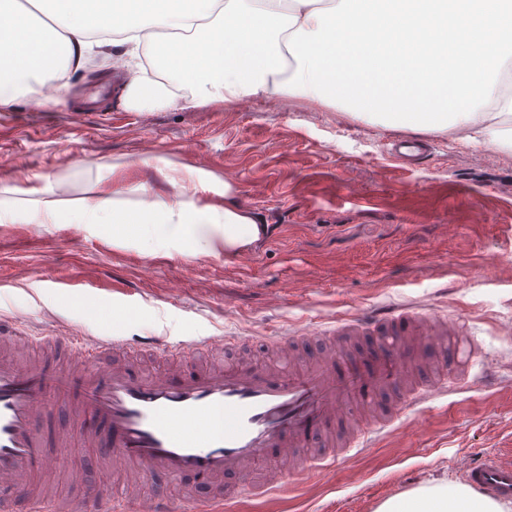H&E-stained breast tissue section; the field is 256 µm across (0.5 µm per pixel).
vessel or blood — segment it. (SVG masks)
I'll list each match as a JSON object with an SVG mask.
<instances>
[{
    "instance_id": "b4317fda",
    "label": "vessel or blood",
    "mask_w": 512,
    "mask_h": 512,
    "mask_svg": "<svg viewBox=\"0 0 512 512\" xmlns=\"http://www.w3.org/2000/svg\"><path fill=\"white\" fill-rule=\"evenodd\" d=\"M303 331L267 337L270 360L213 359L212 341L141 346L117 335L79 337L0 334V512H52L55 484L36 485L52 460L49 442L80 445L114 470L185 483L202 490L197 512H217L242 496L287 490L300 474L335 466L367 447L407 408L463 384L482 361L477 345L450 331L432 310L401 306L355 314L325 331V350L297 361ZM66 347L65 365L31 361L37 346ZM163 355L145 370L141 354ZM210 361L188 369L187 356ZM433 365L411 376L408 362ZM67 408L66 425L46 439L40 424ZM485 495L512 499V462L483 458L467 470ZM164 491L120 484L87 488L66 512H171Z\"/></svg>"
}]
</instances>
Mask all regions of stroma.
<instances>
[{
	"label": "stroma",
	"mask_w": 512,
	"mask_h": 512,
	"mask_svg": "<svg viewBox=\"0 0 512 512\" xmlns=\"http://www.w3.org/2000/svg\"><path fill=\"white\" fill-rule=\"evenodd\" d=\"M126 69L101 47L57 94L23 91L0 107V325L32 336L116 333L264 340L298 325L397 303L466 315L484 353L464 388L406 412L372 447L298 478L283 493L244 497L228 512H376L413 489L465 483L481 456L512 460V149L472 131L426 135L431 153L406 167L388 153L407 130L374 126L340 107L297 97L127 112L116 92ZM220 210L224 183L268 231L233 258L184 256L112 244V219L88 207L179 192ZM457 227L447 243L443 227ZM113 486L92 453L55 459L58 492L69 480Z\"/></svg>",
	"instance_id": "35a3bbf8"
}]
</instances>
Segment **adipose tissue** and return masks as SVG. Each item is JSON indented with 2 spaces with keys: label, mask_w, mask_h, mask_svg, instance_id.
Instances as JSON below:
<instances>
[{
  "label": "adipose tissue",
  "mask_w": 512,
  "mask_h": 512,
  "mask_svg": "<svg viewBox=\"0 0 512 512\" xmlns=\"http://www.w3.org/2000/svg\"><path fill=\"white\" fill-rule=\"evenodd\" d=\"M247 0H0V106L51 72L82 68L97 41L123 58H146L163 85L130 76L118 103L128 112L277 94L345 107L379 125L415 133L467 128L512 146V0H286L256 11ZM89 208L112 213L115 243L150 240L184 249L206 237L234 257L265 238L266 225L224 183L214 211L182 196ZM377 512H512L463 484L438 483L383 502Z\"/></svg>",
  "instance_id": "obj_1"
}]
</instances>
